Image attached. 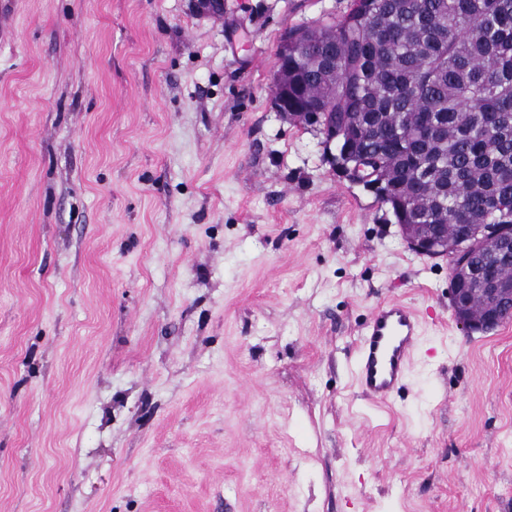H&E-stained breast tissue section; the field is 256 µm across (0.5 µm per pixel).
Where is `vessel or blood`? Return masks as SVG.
<instances>
[{"label": "vessel or blood", "instance_id": "b4317fda", "mask_svg": "<svg viewBox=\"0 0 512 512\" xmlns=\"http://www.w3.org/2000/svg\"><path fill=\"white\" fill-rule=\"evenodd\" d=\"M420 333L417 315L402 303H385L371 312L355 358L356 381L365 397L384 402L401 388Z\"/></svg>", "mask_w": 512, "mask_h": 512}]
</instances>
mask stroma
I'll use <instances>...</instances> for the list:
<instances>
[{
	"label": "stroma",
	"instance_id": "1",
	"mask_svg": "<svg viewBox=\"0 0 512 512\" xmlns=\"http://www.w3.org/2000/svg\"><path fill=\"white\" fill-rule=\"evenodd\" d=\"M0 0V512H512V322L467 331L270 85L349 0ZM422 317L406 386L360 332ZM420 333L417 315L402 303H385L371 312L355 358L356 381L365 397L385 402L401 388Z\"/></svg>",
	"mask_w": 512,
	"mask_h": 512
}]
</instances>
